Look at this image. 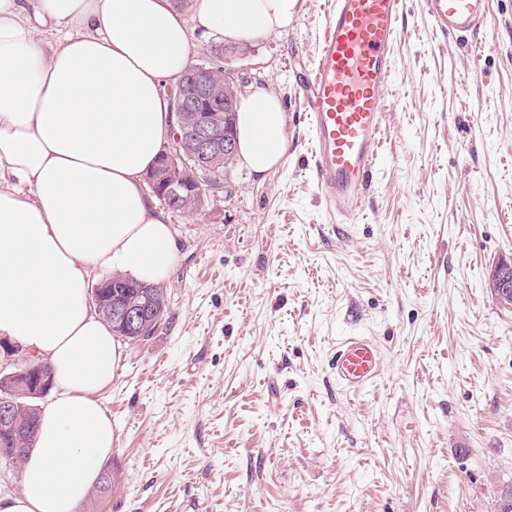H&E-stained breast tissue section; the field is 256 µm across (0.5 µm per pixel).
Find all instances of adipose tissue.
Masks as SVG:
<instances>
[{"instance_id": "adipose-tissue-1", "label": "adipose tissue", "mask_w": 512, "mask_h": 512, "mask_svg": "<svg viewBox=\"0 0 512 512\" xmlns=\"http://www.w3.org/2000/svg\"><path fill=\"white\" fill-rule=\"evenodd\" d=\"M297 0H0V336L31 347L57 393L20 491L0 512H77L115 441L97 396L121 352L87 297L92 270L156 284L176 242L143 177L175 127L164 85L188 64L187 21L252 41L288 28ZM60 31L49 44L34 26ZM279 97L236 116L238 161L281 159Z\"/></svg>"}]
</instances>
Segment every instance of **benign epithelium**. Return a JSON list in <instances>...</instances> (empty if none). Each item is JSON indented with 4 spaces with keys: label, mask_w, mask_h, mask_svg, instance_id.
Masks as SVG:
<instances>
[{
    "label": "benign epithelium",
    "mask_w": 512,
    "mask_h": 512,
    "mask_svg": "<svg viewBox=\"0 0 512 512\" xmlns=\"http://www.w3.org/2000/svg\"><path fill=\"white\" fill-rule=\"evenodd\" d=\"M204 64L187 66L175 77V88L169 93L171 108L177 118V129L160 154L156 166L145 177V183L163 206L194 200L202 179L199 171H207L209 162L224 157V169L236 164L234 116L240 96L249 80L230 78L225 66ZM222 70L221 84L201 79V75ZM490 288L501 301L512 293V264L495 267ZM91 302L97 309H107L116 336H145L155 330L165 301L157 305L141 302L130 295L129 284L111 276L91 289ZM54 386L36 353L25 344L0 338V457L11 463L34 447L38 428L22 417L25 396L43 398Z\"/></svg>",
    "instance_id": "1"
}]
</instances>
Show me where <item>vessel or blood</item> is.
I'll use <instances>...</instances> for the list:
<instances>
[{"label":"vessel or blood","instance_id":"vessel-or-blood-1","mask_svg":"<svg viewBox=\"0 0 512 512\" xmlns=\"http://www.w3.org/2000/svg\"><path fill=\"white\" fill-rule=\"evenodd\" d=\"M403 0H332L314 53L311 76L298 90L313 132V180L330 212L355 223L373 176L393 98V46ZM431 24L444 33H474L488 0H424ZM337 384L358 393L382 373L378 345L349 336L330 363Z\"/></svg>","mask_w":512,"mask_h":512}]
</instances>
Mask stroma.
Segmentation results:
<instances>
[{
    "label": "stroma",
    "mask_w": 512,
    "mask_h": 512,
    "mask_svg": "<svg viewBox=\"0 0 512 512\" xmlns=\"http://www.w3.org/2000/svg\"><path fill=\"white\" fill-rule=\"evenodd\" d=\"M330 0L240 43L233 69L281 99L279 164L168 214V312L120 340L99 396L117 479L79 512H495L512 485V305L487 286L512 258V0L474 36L405 0L381 166L356 224L311 179L310 75ZM374 340L380 378L341 389L329 362Z\"/></svg>",
    "instance_id": "stroma-1"
}]
</instances>
